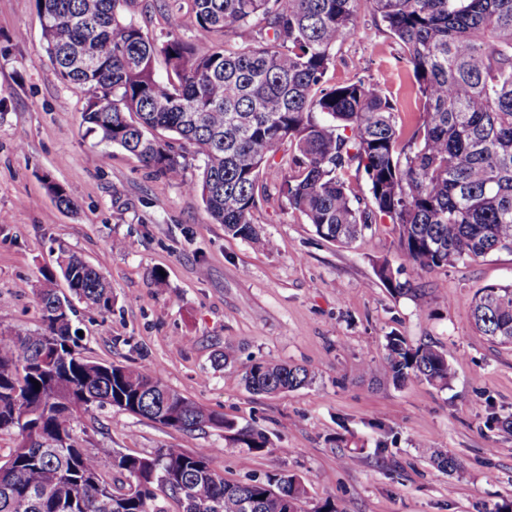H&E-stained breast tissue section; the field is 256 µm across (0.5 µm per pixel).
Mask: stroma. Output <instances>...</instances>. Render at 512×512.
<instances>
[{
	"label": "stroma",
	"mask_w": 512,
	"mask_h": 512,
	"mask_svg": "<svg viewBox=\"0 0 512 512\" xmlns=\"http://www.w3.org/2000/svg\"><path fill=\"white\" fill-rule=\"evenodd\" d=\"M400 53L367 10L328 77L385 80L406 134L420 114ZM87 97L59 78L35 0H0V330L40 326L35 287L55 270L59 247L69 248L114 294L105 314L73 303L85 357L156 367L171 388L269 440L244 469L242 449L215 432H179L108 407L84 418L93 445L205 451L233 482L288 472L307 487L302 512L327 500L336 512H490L512 502V434L498 426L512 416V349L490 343L469 316L478 289L512 283V252L422 273L413 293L392 295L375 273L383 261L401 266L392 225L349 245L319 237L279 192L287 151L261 172L269 195L254 212L257 239L236 238L179 183L87 133ZM46 174L73 209L57 207ZM392 334L446 349L450 388L394 384L382 369ZM228 341L237 362L215 366ZM254 360L303 366L315 378L254 395L242 382ZM429 447L447 449L456 469L439 470Z\"/></svg>",
	"instance_id": "obj_1"
}]
</instances>
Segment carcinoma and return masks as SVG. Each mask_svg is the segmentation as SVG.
Here are the masks:
<instances>
[{
  "instance_id": "cac0c4a2",
  "label": "carcinoma",
  "mask_w": 512,
  "mask_h": 512,
  "mask_svg": "<svg viewBox=\"0 0 512 512\" xmlns=\"http://www.w3.org/2000/svg\"><path fill=\"white\" fill-rule=\"evenodd\" d=\"M133 2L35 0L47 51L63 80L87 88V130L180 183L229 234L258 238L252 214L268 193L260 171L286 144L280 192L328 241L349 245L384 218L414 275L512 251V0H190L192 42L179 34L180 0H165L161 43L124 18ZM367 5L399 43L422 113L404 144L383 83L326 79ZM219 32L234 45L196 52L194 42ZM189 148L203 160L197 181L184 178ZM352 170L365 173L370 197L354 193ZM44 184L58 207H74L62 185L48 176ZM58 266L73 296L112 309L99 270L65 248ZM376 275L394 294L409 291L387 261ZM38 298L40 327L0 332V435L15 440L0 460V512H167L160 498L177 512H299L307 491L288 473L229 482L208 455L185 448L150 456L91 447L83 417L106 407L175 431L212 430L252 452L268 438L196 404L149 366L82 356L72 318L58 312L54 273ZM470 318L489 341L512 347V283L479 289ZM387 347L394 382L448 386L451 365L437 346L390 336ZM312 379L305 367L263 360L242 374L257 394ZM430 458L445 471L457 466L442 448Z\"/></svg>"
}]
</instances>
